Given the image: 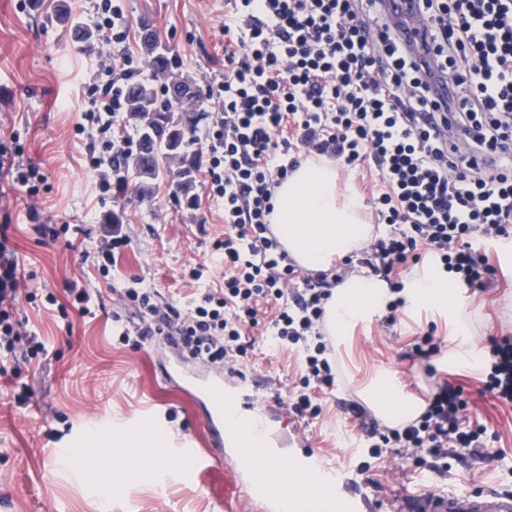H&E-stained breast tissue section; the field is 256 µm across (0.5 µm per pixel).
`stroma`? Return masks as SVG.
<instances>
[{
  "label": "stroma",
  "instance_id": "obj_1",
  "mask_svg": "<svg viewBox=\"0 0 512 512\" xmlns=\"http://www.w3.org/2000/svg\"><path fill=\"white\" fill-rule=\"evenodd\" d=\"M61 2L76 21L93 26L96 0H0V135L16 136L24 161L41 173L32 198L11 182L0 183V226H6L21 265L37 274L31 284L36 300L22 304L19 316L49 351L44 361L22 367L34 393L30 407L13 406L10 386L0 381V512H224L223 470L188 468L174 459L186 438L198 456L211 452L191 391L165 382L160 373L174 352L159 339L137 350L120 344L112 317L116 287L134 276L144 277L164 302L188 300L195 285L183 272L194 264L205 267L204 285L222 284L224 265L213 243L224 235V202L200 193L186 209L163 182L145 199L130 189L100 191L76 126L97 62H111L120 49L104 33L91 44L74 40L55 22ZM122 5L131 24L129 53H140L138 23L146 17L200 90L223 79L224 0ZM32 203L38 210L34 221L26 216ZM118 210L125 213L130 243L102 272L82 256L101 245L105 218ZM37 222L66 224L70 231L46 244L33 228ZM489 252L499 268L491 283L455 290L482 358L492 338L512 336V248L493 246ZM74 280L88 289L96 315L69 323L59 307ZM50 294L57 305L47 303ZM451 330L446 316L412 301L396 322L380 314L355 325L330 341L337 375L333 388L318 394L320 415L288 417L308 449L345 480L343 496L369 497L367 512H382L383 497L403 495L422 482L443 492L512 490V404L483 392L482 367L449 364L437 354L426 361L412 356L424 334L441 340ZM381 369L396 373L421 404L437 383L459 384L473 421L487 428L484 448L463 452L444 474L393 450L370 457L368 432L376 417L361 390ZM242 372L245 379H260L256 395L271 403L276 394L298 388L303 365L297 351L269 346L259 336ZM160 431L165 441L157 445L152 437ZM76 446L106 465L120 452L121 478L104 487L98 471L67 459L66 449ZM488 447L493 456L485 455Z\"/></svg>",
  "mask_w": 512,
  "mask_h": 512
}]
</instances>
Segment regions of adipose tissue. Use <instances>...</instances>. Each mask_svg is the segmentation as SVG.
I'll use <instances>...</instances> for the list:
<instances>
[{
  "label": "adipose tissue",
  "mask_w": 512,
  "mask_h": 512,
  "mask_svg": "<svg viewBox=\"0 0 512 512\" xmlns=\"http://www.w3.org/2000/svg\"><path fill=\"white\" fill-rule=\"evenodd\" d=\"M335 163L310 159L289 175L275 191L274 232L289 255L302 267L327 271L336 257L360 248L373 233L363 217L365 204L356 189L338 192ZM410 296L416 303L448 314L456 325L445 340L449 360H476L464 306L453 286L439 274L414 279ZM389 293L373 278L353 277L336 287L326 307L325 323L331 334L344 335L359 320L385 309ZM371 409L384 422L410 419L418 405L402 395L388 376L377 375L364 390Z\"/></svg>",
  "instance_id": "ef3b65f1"
}]
</instances>
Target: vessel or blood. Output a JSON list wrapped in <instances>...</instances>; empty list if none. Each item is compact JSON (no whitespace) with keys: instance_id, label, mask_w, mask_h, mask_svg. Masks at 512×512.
Listing matches in <instances>:
<instances>
[{"instance_id":"b4317fda","label":"vessel or blood","mask_w":512,"mask_h":512,"mask_svg":"<svg viewBox=\"0 0 512 512\" xmlns=\"http://www.w3.org/2000/svg\"><path fill=\"white\" fill-rule=\"evenodd\" d=\"M198 404V415L209 431L212 460L223 465L227 482L224 486V512H238L237 506L242 486L241 474H249L252 493L276 500L284 499L288 487L284 475L290 471L306 473L326 493H334L338 479L329 471L317 454L301 452L281 457L277 452L278 439L273 435L274 420L265 404L242 387L223 388L203 386L187 380ZM246 423L261 431L264 457H257L254 450L244 447L233 427ZM394 512H512V493L496 491H469L444 493L418 487L403 495L393 506Z\"/></svg>"}]
</instances>
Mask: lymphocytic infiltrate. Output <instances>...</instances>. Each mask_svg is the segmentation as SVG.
<instances>
[{
    "label": "lymphocytic infiltrate",
    "instance_id": "f902f5d3",
    "mask_svg": "<svg viewBox=\"0 0 512 512\" xmlns=\"http://www.w3.org/2000/svg\"><path fill=\"white\" fill-rule=\"evenodd\" d=\"M225 0L224 79L210 86L220 102L206 136L205 194L224 201V284L198 287L187 303L158 302L143 277L122 296L139 323L118 326L120 343L138 349L156 336L178 337L190 356L239 372L249 329L269 322L276 343L297 349L305 374L289 403L316 417L319 390L333 386L336 363L321 332L325 306L342 276L298 272L268 226L274 192L302 160L324 156L342 169L368 167L375 238L363 260L386 284L389 322L405 307L400 270L422 253L463 288L496 273L487 243L512 237V0ZM128 53L98 70L78 133L89 134L88 167L99 188L121 146L110 136L123 112L126 81L140 75ZM453 93L438 101L435 87ZM16 139H0V176L34 195L40 172L21 162ZM26 276L0 232V374L16 404L31 401L20 361L46 356L44 342L18 317L32 300ZM484 386L512 403V337L494 340ZM459 388L443 382L413 422L372 430L370 452L413 450L447 471L456 452L483 447Z\"/></svg>",
    "mask_w": 512,
    "mask_h": 512
}]
</instances>
